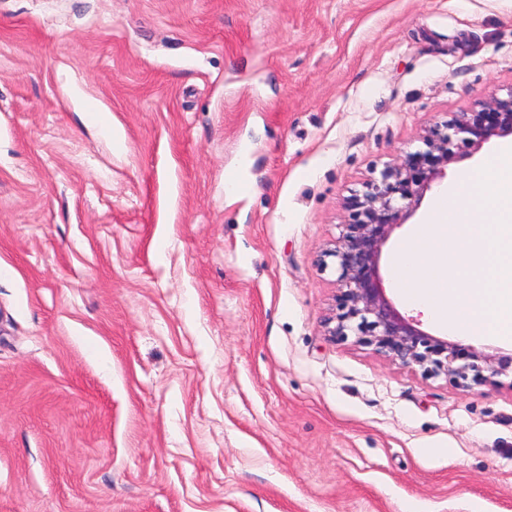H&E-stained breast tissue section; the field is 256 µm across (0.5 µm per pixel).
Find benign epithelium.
<instances>
[{
    "instance_id": "1",
    "label": "benign epithelium",
    "mask_w": 512,
    "mask_h": 512,
    "mask_svg": "<svg viewBox=\"0 0 512 512\" xmlns=\"http://www.w3.org/2000/svg\"><path fill=\"white\" fill-rule=\"evenodd\" d=\"M459 134L475 150L493 137L512 136V91L435 124L423 138L427 150L405 154L397 166L385 168L380 178L365 183L362 193L350 197L340 245L329 252L337 259L340 288L326 324L335 341L346 339L351 331L358 342L385 358L406 367L417 365L429 375L443 374L450 384L470 388L511 369L512 354H488L463 340L449 341L422 330L395 310L378 272L392 231L420 206L432 183L448 175L449 165L467 156L455 150Z\"/></svg>"
}]
</instances>
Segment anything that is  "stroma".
Wrapping results in <instances>:
<instances>
[{"instance_id": "1", "label": "stroma", "mask_w": 512, "mask_h": 512, "mask_svg": "<svg viewBox=\"0 0 512 512\" xmlns=\"http://www.w3.org/2000/svg\"><path fill=\"white\" fill-rule=\"evenodd\" d=\"M511 90L512 0H0V512H512V377L324 326L347 199ZM442 190L379 272L451 340Z\"/></svg>"}]
</instances>
